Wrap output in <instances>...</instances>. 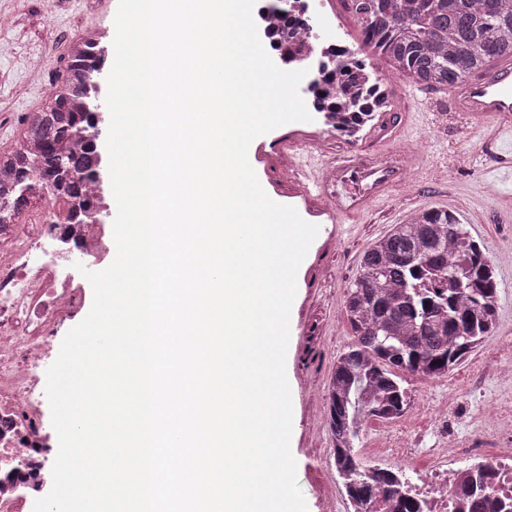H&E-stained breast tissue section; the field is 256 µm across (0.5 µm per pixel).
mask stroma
Returning a JSON list of instances; mask_svg holds the SVG:
<instances>
[{"label": "stroma", "instance_id": "obj_1", "mask_svg": "<svg viewBox=\"0 0 512 512\" xmlns=\"http://www.w3.org/2000/svg\"><path fill=\"white\" fill-rule=\"evenodd\" d=\"M117 7L118 0H0V16L12 19L11 27L0 29V152L11 147L26 114L42 105L64 75L60 67L31 69L30 58L50 50L56 59H63L69 44L90 31L111 38ZM328 11L342 25L359 59L386 77L394 90L391 107L377 113L366 127L359 148L374 156L409 136L422 156L417 177L403 184L392 199L375 203L363 216L336 226L289 195L275 155L250 162L271 199L293 206L304 221L319 228L298 270L290 314L295 330L286 358L294 412L292 454L307 512H323L335 466L331 431L313 416L326 413L327 387L336 359L354 341L343 312L344 293L358 273L363 252L393 225L403 223L410 212L454 211L494 262L499 294L496 330L453 369L451 382L407 377L409 396L422 392L429 403L448 407L446 422L428 413L417 419L416 460L426 463L429 449L438 447L447 434L466 435L487 398L499 397L505 409H512V387L495 376L501 363L498 346L512 339V261L502 260L504 253L512 252V140L493 126L476 128L463 113L454 111L449 90L420 89L379 61L363 45L348 0H330ZM421 91L437 101L431 124L422 128L411 110L414 94ZM463 152L472 159L460 166L456 158ZM460 391L466 392V401H456Z\"/></svg>", "mask_w": 512, "mask_h": 512}]
</instances>
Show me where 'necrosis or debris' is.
<instances>
[{
	"mask_svg": "<svg viewBox=\"0 0 512 512\" xmlns=\"http://www.w3.org/2000/svg\"><path fill=\"white\" fill-rule=\"evenodd\" d=\"M67 215L63 202L34 194L18 220L0 193V512H33L52 482L46 373L59 330L85 303L84 281L73 269L78 263L104 269L116 254L111 225L71 224ZM423 411L416 400L392 419L375 439L379 452L369 463L408 470L413 423ZM500 418L497 400L488 399L468 438L452 434L431 450L413 488L423 512H463L464 494L485 468L495 473L493 496L512 504V448L497 451V435L488 428Z\"/></svg>",
	"mask_w": 512,
	"mask_h": 512,
	"instance_id": "necrosis-or-debris-1",
	"label": "necrosis or debris"
}]
</instances>
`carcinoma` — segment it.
Segmentation results:
<instances>
[{"label":"carcinoma","mask_w":512,"mask_h":512,"mask_svg":"<svg viewBox=\"0 0 512 512\" xmlns=\"http://www.w3.org/2000/svg\"><path fill=\"white\" fill-rule=\"evenodd\" d=\"M364 46L427 87L452 88L497 59L512 57V0H351ZM102 57L92 38L68 51L62 84L24 121L23 135L0 153L1 172L28 194L65 200L72 218L92 210L94 106H83L87 82ZM373 71L345 49L315 86L314 107L330 110L341 126L380 112L388 94L371 83ZM495 267L466 225L451 211H417L363 253L347 286L344 310L354 343L336 361L330 382L329 427L336 466L347 494L360 502H391L397 512H421L419 501L394 475L372 468L355 451L359 422L400 414L407 391L399 373L440 378L465 359L497 320ZM507 504L486 490L471 495L470 512H503Z\"/></svg>","instance_id":"1"}]
</instances>
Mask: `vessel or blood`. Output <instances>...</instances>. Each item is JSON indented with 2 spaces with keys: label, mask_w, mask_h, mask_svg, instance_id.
Wrapping results in <instances>:
<instances>
[{
  "label": "vessel or blood",
  "mask_w": 512,
  "mask_h": 512,
  "mask_svg": "<svg viewBox=\"0 0 512 512\" xmlns=\"http://www.w3.org/2000/svg\"><path fill=\"white\" fill-rule=\"evenodd\" d=\"M455 111L466 113L472 121L493 120L498 128L512 125V62H500L485 74L471 77L451 91ZM273 148L277 153L292 152L288 183L291 193L309 204L321 203L329 193V178L332 173L355 180L346 200L336 202L328 210L329 218L360 213L384 199L394 189L401 187L395 166H386L387 174L375 191L368 193L359 186L372 169L383 164L382 158H369L358 149H349L340 157L323 159L310 149L305 138L289 141L274 139ZM384 165V164H383Z\"/></svg>",
  "instance_id": "vessel-or-blood-1"
}]
</instances>
